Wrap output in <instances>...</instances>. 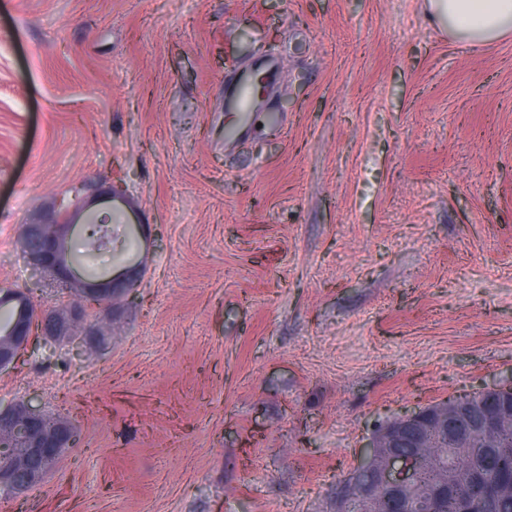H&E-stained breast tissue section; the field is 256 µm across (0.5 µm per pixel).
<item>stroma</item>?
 I'll return each mask as SVG.
<instances>
[{"instance_id": "stroma-1", "label": "stroma", "mask_w": 512, "mask_h": 512, "mask_svg": "<svg viewBox=\"0 0 512 512\" xmlns=\"http://www.w3.org/2000/svg\"><path fill=\"white\" fill-rule=\"evenodd\" d=\"M261 52L278 124L225 143ZM118 178L86 200L144 277L105 350L0 374L80 434L0 512H334L374 426L512 379V35L424 0H0V288L24 224Z\"/></svg>"}]
</instances>
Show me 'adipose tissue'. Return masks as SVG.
<instances>
[{"instance_id": "1", "label": "adipose tissue", "mask_w": 512, "mask_h": 512, "mask_svg": "<svg viewBox=\"0 0 512 512\" xmlns=\"http://www.w3.org/2000/svg\"><path fill=\"white\" fill-rule=\"evenodd\" d=\"M429 12L449 31L481 47L512 34V0H425Z\"/></svg>"}]
</instances>
